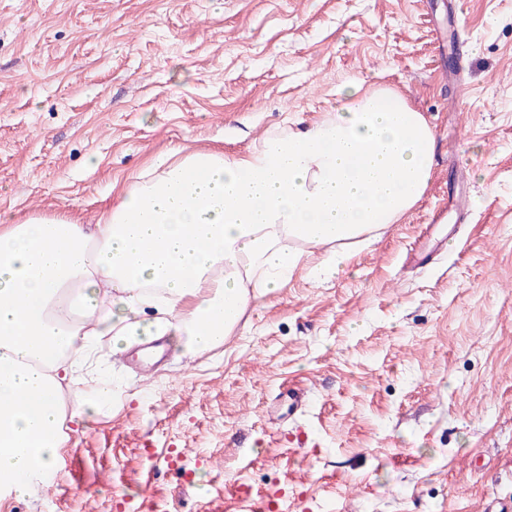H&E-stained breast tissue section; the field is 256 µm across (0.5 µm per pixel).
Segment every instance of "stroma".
Instances as JSON below:
<instances>
[{"mask_svg": "<svg viewBox=\"0 0 512 512\" xmlns=\"http://www.w3.org/2000/svg\"><path fill=\"white\" fill-rule=\"evenodd\" d=\"M390 88L435 132L415 208L327 283L296 271L233 336L151 375L101 341L63 386L121 394L66 422L55 485L0 512H244L235 476L288 512H496L512 499V0H0V212L93 225L141 169L244 153ZM472 208L438 244L456 170ZM183 454L195 487L165 457ZM121 389V383L112 379V377L101 376L97 378L87 399L71 408V420L87 421L92 419L98 413L99 408L109 403L113 395Z\"/></svg>", "mask_w": 512, "mask_h": 512, "instance_id": "stroma-1", "label": "stroma"}]
</instances>
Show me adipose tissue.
Here are the masks:
<instances>
[{"mask_svg":"<svg viewBox=\"0 0 512 512\" xmlns=\"http://www.w3.org/2000/svg\"><path fill=\"white\" fill-rule=\"evenodd\" d=\"M336 111L268 134L247 154L196 152L139 172L86 227L63 213L0 214V494L27 496L69 440L121 390L96 379L65 409L64 382L111 337L178 336L190 354L223 344L254 301L315 251L313 275L344 271L350 246L425 194L435 136L396 91H336Z\"/></svg>","mask_w":512,"mask_h":512,"instance_id":"1","label":"adipose tissue"}]
</instances>
